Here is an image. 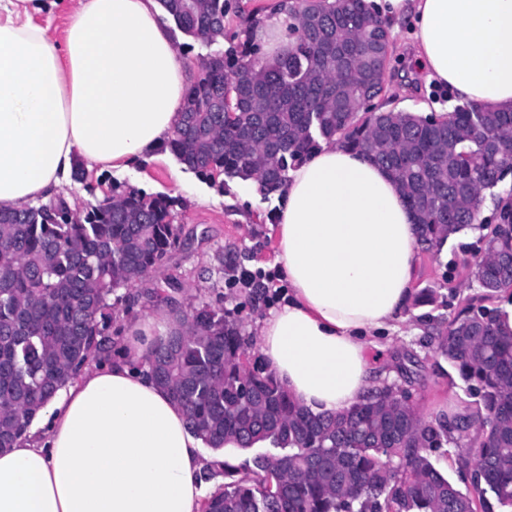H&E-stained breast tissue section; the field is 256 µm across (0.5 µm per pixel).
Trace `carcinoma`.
Listing matches in <instances>:
<instances>
[{
    "instance_id": "carcinoma-1",
    "label": "carcinoma",
    "mask_w": 512,
    "mask_h": 512,
    "mask_svg": "<svg viewBox=\"0 0 512 512\" xmlns=\"http://www.w3.org/2000/svg\"><path fill=\"white\" fill-rule=\"evenodd\" d=\"M177 26L211 45L239 0H159ZM291 47L262 60L251 38L204 60L187 90L167 147L199 177L255 180L280 192L288 173L336 141L389 169L412 210L421 249L476 226L487 230L473 275L489 300L512 284V235L479 221L483 193L512 172V111L457 106L437 124L406 110L374 111L365 97L385 92L378 49L391 27L368 0H278ZM237 113L224 122V108ZM175 202L112 186V206L70 219L62 200L22 213L0 210V449L90 357L109 360L105 319L111 296L159 267L179 245ZM436 352L455 368L474 406L431 420L401 400L394 380L344 414H314L295 403L273 372L254 378L245 399L239 364L250 341L230 313L206 304L180 317L147 366L185 409L189 429L211 449L272 451L245 460L248 476L218 462L203 472L226 478L206 512H512V330L497 308L469 305L437 336ZM472 468L462 490L434 463L448 448Z\"/></svg>"
}]
</instances>
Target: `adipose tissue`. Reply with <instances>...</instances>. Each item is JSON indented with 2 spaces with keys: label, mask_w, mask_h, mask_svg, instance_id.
<instances>
[{
  "label": "adipose tissue",
  "mask_w": 512,
  "mask_h": 512,
  "mask_svg": "<svg viewBox=\"0 0 512 512\" xmlns=\"http://www.w3.org/2000/svg\"><path fill=\"white\" fill-rule=\"evenodd\" d=\"M410 24L427 82L457 104L512 110V0H374ZM36 0H0V209L45 199L75 166L154 158L189 75L157 0H79L63 42ZM274 263L288 299L257 321L265 365L299 405L341 413L378 386L370 350L415 285V220L392 173L333 143L289 173ZM172 322L155 306L125 354L86 363L0 451V512H203V443L144 362Z\"/></svg>",
  "instance_id": "ef3b65f1"
}]
</instances>
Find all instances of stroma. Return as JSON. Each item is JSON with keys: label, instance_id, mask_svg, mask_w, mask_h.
<instances>
[{"label": "stroma", "instance_id": "35a3bbf8", "mask_svg": "<svg viewBox=\"0 0 512 512\" xmlns=\"http://www.w3.org/2000/svg\"><path fill=\"white\" fill-rule=\"evenodd\" d=\"M409 32L403 24L392 33L384 102L395 109L446 113L448 88L426 83L409 65L415 55ZM102 181L134 188L144 183L151 194L175 199L176 221L183 227L180 247L158 271L126 289V302L113 306V330H120L130 317L148 316L166 299L183 309L202 302L224 308L242 321L245 335L255 336L256 320L277 306L285 291L275 285L270 295L252 294L229 281L221 261L230 259L239 272L272 262L276 242L271 226L279 209L278 195L252 191L249 182L239 179L226 180L221 188L212 186L164 150L158 158L116 177L85 174L83 180L63 185L55 196L82 212L101 201L97 187ZM481 236V230L467 229L449 239L447 249L420 254L415 287L433 289L435 300L409 305L401 334L383 338L384 349L375 355L377 373L385 379H398L402 370H409L415 407L427 419L463 413L472 402L457 371L436 357L434 336L445 321L482 295L471 272Z\"/></svg>", "mask_w": 512, "mask_h": 512}]
</instances>
